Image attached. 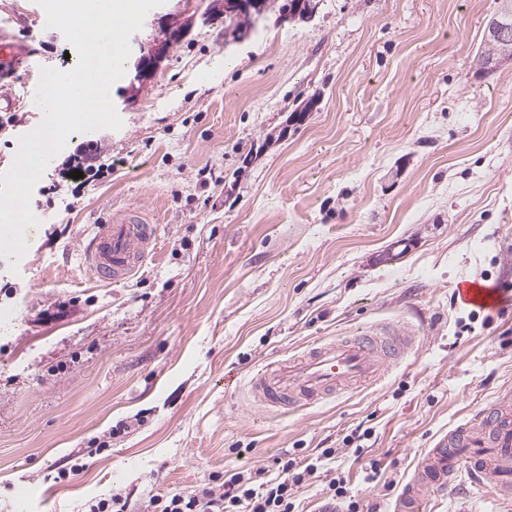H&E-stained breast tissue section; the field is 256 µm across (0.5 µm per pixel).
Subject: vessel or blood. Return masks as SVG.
I'll use <instances>...</instances> for the list:
<instances>
[{
	"mask_svg": "<svg viewBox=\"0 0 512 512\" xmlns=\"http://www.w3.org/2000/svg\"><path fill=\"white\" fill-rule=\"evenodd\" d=\"M157 237L158 227L145 208L127 207L97 225L81 251L95 282L119 283L153 256ZM456 298L464 305L497 304L493 290L474 281L460 282ZM412 341L403 330L360 331L267 365L250 379L251 393L260 405L283 410L319 403L379 380ZM461 474L512 493L511 394L500 396L474 422L449 432L425 452L397 502L398 512H424L429 492L447 489L453 476Z\"/></svg>",
	"mask_w": 512,
	"mask_h": 512,
	"instance_id": "1",
	"label": "vessel or blood"
}]
</instances>
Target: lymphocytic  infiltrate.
Instances as JSON below:
<instances>
[{
	"label": "lymphocytic infiltrate",
	"mask_w": 512,
	"mask_h": 512,
	"mask_svg": "<svg viewBox=\"0 0 512 512\" xmlns=\"http://www.w3.org/2000/svg\"><path fill=\"white\" fill-rule=\"evenodd\" d=\"M335 457L332 448L302 458L286 451L274 469H230L191 493L152 495L140 512H299L301 490Z\"/></svg>",
	"instance_id": "lymphocytic-infiltrate-1"
}]
</instances>
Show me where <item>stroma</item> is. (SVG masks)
Wrapping results in <instances>:
<instances>
[{"instance_id": "obj_1", "label": "stroma", "mask_w": 512, "mask_h": 512, "mask_svg": "<svg viewBox=\"0 0 512 512\" xmlns=\"http://www.w3.org/2000/svg\"><path fill=\"white\" fill-rule=\"evenodd\" d=\"M500 2L319 0L307 21L271 9L242 40L224 0L148 12L132 59L174 23L185 34L138 92L125 62L110 88L122 128L71 135L33 189L30 258L15 273L0 259V512L22 493L32 512H88L115 492L138 512L224 468L330 447L306 512L337 476L395 512L426 450L512 385V62L477 63ZM44 16L0 0V37L72 69ZM40 121L26 103L0 112V173ZM90 143L104 171L79 186L63 164ZM135 205L159 226L156 254L99 285L78 245ZM464 280L499 288L497 307L457 304ZM402 326L414 346L336 401L286 413L248 393L268 362ZM462 507L512 512V497L431 495V512Z\"/></svg>"}]
</instances>
